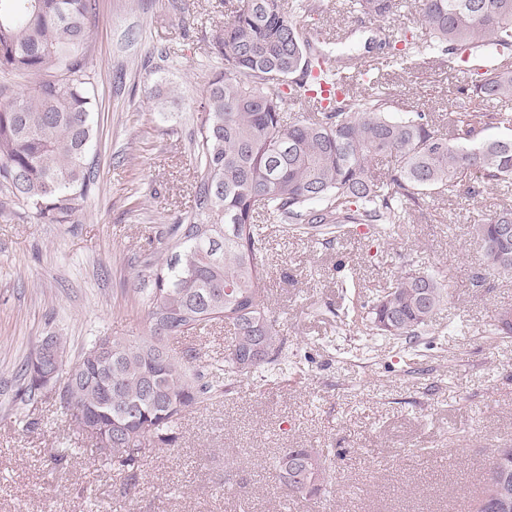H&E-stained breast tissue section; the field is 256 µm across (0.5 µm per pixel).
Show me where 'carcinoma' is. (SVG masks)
<instances>
[{
  "instance_id": "carcinoma-1",
  "label": "carcinoma",
  "mask_w": 512,
  "mask_h": 512,
  "mask_svg": "<svg viewBox=\"0 0 512 512\" xmlns=\"http://www.w3.org/2000/svg\"><path fill=\"white\" fill-rule=\"evenodd\" d=\"M422 40L411 29L378 27L379 58L404 65L426 53L460 60L476 78L459 89L457 133L439 135L426 112H392L375 90L377 58L334 52L322 33L309 35L319 0H242L209 33V53L224 59L193 103L199 137L192 164L200 175L183 217L160 233L159 250L139 262L149 335L98 337L72 377L61 363L57 387L40 378L38 357L21 364L19 396L52 391L70 425L86 433L95 420L96 447L138 492L146 449L180 453L182 415L240 379L288 361V339L265 306L260 283L268 271L265 211L289 231L341 236L350 224L387 234L434 192L475 200L490 185L512 183V138L468 143L479 127L512 125V112H482L487 102L512 101V0H418ZM351 17L388 21L397 0H344ZM95 0H0V70L36 80L29 93L0 106V187L36 218L63 224L96 185L91 159L97 87L88 55ZM342 92L328 104L311 96L321 83ZM309 115L286 120L290 106ZM503 208L475 228L486 267L512 273V242L499 225ZM448 297L438 275L402 268L392 288L369 306L367 335L391 336L413 347ZM217 322L233 330L222 362L204 365L200 352L170 343ZM492 336L512 335V309L494 316ZM338 451L282 448L272 467L288 496L318 501L336 474ZM474 512H512V448H495Z\"/></svg>"
}]
</instances>
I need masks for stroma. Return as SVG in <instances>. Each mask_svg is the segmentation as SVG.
<instances>
[{
  "instance_id": "1",
  "label": "stroma",
  "mask_w": 512,
  "mask_h": 512,
  "mask_svg": "<svg viewBox=\"0 0 512 512\" xmlns=\"http://www.w3.org/2000/svg\"><path fill=\"white\" fill-rule=\"evenodd\" d=\"M235 2L96 0L95 190L63 224L0 190V512H470L491 449L512 448V337L487 336L496 311L512 308V275L472 280L484 265L473 227L512 205V184L474 200L433 194L379 241L291 235L262 216L263 296L300 359L187 411L181 454H148L136 497L54 399H17V371L44 337L64 338L71 365L95 338L146 335L137 261L190 204L191 106L224 66L207 35ZM337 5L323 0L319 30L364 49L374 22L354 24ZM465 82L453 64L385 66L377 88L397 113H430L445 136ZM404 266L451 276L413 354L335 315L346 279L366 304ZM282 448L342 450L330 493L286 497L269 466Z\"/></svg>"
}]
</instances>
